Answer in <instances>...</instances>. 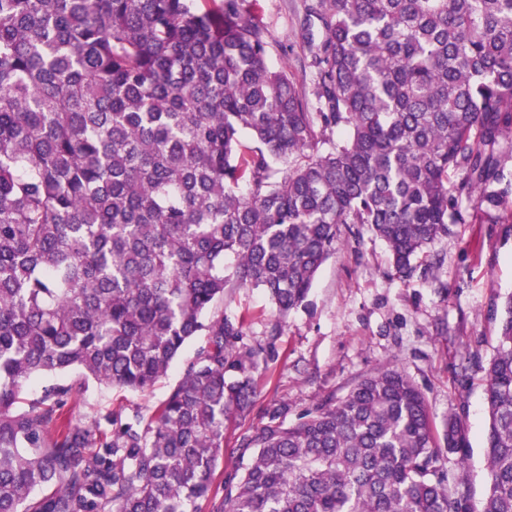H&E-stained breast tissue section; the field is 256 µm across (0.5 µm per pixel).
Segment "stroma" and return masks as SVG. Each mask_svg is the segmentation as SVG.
<instances>
[{"instance_id": "1", "label": "stroma", "mask_w": 512, "mask_h": 512, "mask_svg": "<svg viewBox=\"0 0 512 512\" xmlns=\"http://www.w3.org/2000/svg\"><path fill=\"white\" fill-rule=\"evenodd\" d=\"M255 9L268 34L269 65L286 70L310 91L301 38L304 0H257ZM415 264L410 276H397L386 244L363 232L321 266L306 306L291 312L274 337L269 330L276 312L265 293L225 289V315L246 319L245 344L260 342L271 350L254 374L250 413L226 433L224 457L200 512H212L223 498L225 481L243 464L235 439L260 427L270 404L287 403L292 422L327 395L343 397L361 376L394 363L422 388L436 421L453 412L467 427V479L473 503H481L488 472L485 380L479 365L494 353L500 307L512 293V220L467 218ZM204 342L201 336L189 341L148 391L89 385L69 400L67 416L83 423L107 409L150 414L179 384Z\"/></svg>"}]
</instances>
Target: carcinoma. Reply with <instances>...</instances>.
Listing matches in <instances>:
<instances>
[{
    "label": "carcinoma",
    "mask_w": 512,
    "mask_h": 512,
    "mask_svg": "<svg viewBox=\"0 0 512 512\" xmlns=\"http://www.w3.org/2000/svg\"><path fill=\"white\" fill-rule=\"evenodd\" d=\"M305 13L321 26L302 35L312 106L240 0H0V512H197L268 349L217 310L224 289L262 290L278 336L341 227H367L407 277L463 204L512 218V0ZM194 336L206 345L149 417L60 413L90 379L151 388ZM481 369V508L461 418L439 445L393 366L293 424L267 407L213 512H512V295Z\"/></svg>",
    "instance_id": "cac0c4a2"
}]
</instances>
